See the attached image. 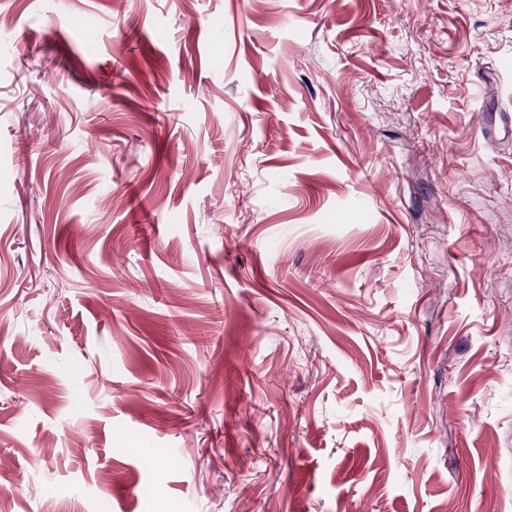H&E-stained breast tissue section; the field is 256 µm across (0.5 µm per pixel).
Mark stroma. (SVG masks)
Listing matches in <instances>:
<instances>
[{
  "mask_svg": "<svg viewBox=\"0 0 512 512\" xmlns=\"http://www.w3.org/2000/svg\"><path fill=\"white\" fill-rule=\"evenodd\" d=\"M512 0H0L6 512H512Z\"/></svg>",
  "mask_w": 512,
  "mask_h": 512,
  "instance_id": "stroma-1",
  "label": "stroma"
}]
</instances>
